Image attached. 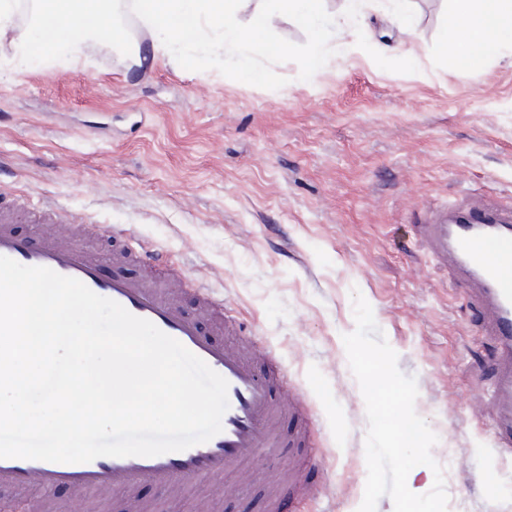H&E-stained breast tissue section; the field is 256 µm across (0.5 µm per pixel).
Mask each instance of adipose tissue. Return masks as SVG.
<instances>
[{"mask_svg": "<svg viewBox=\"0 0 512 512\" xmlns=\"http://www.w3.org/2000/svg\"><path fill=\"white\" fill-rule=\"evenodd\" d=\"M112 0H38L36 24L14 26L13 0H0V42L21 55L42 42L50 55L76 56L75 42L65 37L73 23L95 30L102 26ZM445 39L452 69H480L505 51H512V0H452Z\"/></svg>", "mask_w": 512, "mask_h": 512, "instance_id": "ef3b65f1", "label": "adipose tissue"}]
</instances>
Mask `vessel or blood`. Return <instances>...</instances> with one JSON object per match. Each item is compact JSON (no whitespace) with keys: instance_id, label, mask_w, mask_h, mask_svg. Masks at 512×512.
<instances>
[{"instance_id":"obj_1","label":"vessel or blood","mask_w":512,"mask_h":512,"mask_svg":"<svg viewBox=\"0 0 512 512\" xmlns=\"http://www.w3.org/2000/svg\"><path fill=\"white\" fill-rule=\"evenodd\" d=\"M16 217L15 210L0 205L1 256L78 279L96 294L151 321L227 380L229 407L219 434L179 452L99 457L76 464L0 458V488L24 493L37 487L49 493L64 487L84 510L90 497L105 503L119 495L139 512H151L152 503L140 496L144 484L179 493L191 483L218 482L227 474L244 472L259 457L293 448L296 475L287 483L269 481L268 512H280L290 489L305 490L304 474L316 456L300 429L308 419L306 408L280 359L248 336L246 327L226 312L206 284H197L194 298L201 312L223 321L229 340L221 345L186 316L181 301L185 281L180 275L139 280L116 271L103 276L98 255L74 247L69 231L34 242L14 232ZM414 230L451 278L471 289L477 307L488 318L489 333L498 345L492 437L498 455L512 456V206L468 195L448 207L426 210ZM100 231L120 244L112 255L117 268L131 258L153 272L163 267L162 254L135 249L122 226L104 225Z\"/></svg>"}]
</instances>
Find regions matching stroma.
<instances>
[{"label":"stroma","instance_id":"obj_1","mask_svg":"<svg viewBox=\"0 0 512 512\" xmlns=\"http://www.w3.org/2000/svg\"><path fill=\"white\" fill-rule=\"evenodd\" d=\"M365 0L304 81L274 64L267 90L189 71L130 8L115 21L152 65L124 62L106 30L77 29L79 60L0 46V199L24 202L19 234L39 238L48 207L73 224H126L188 280L213 290L269 344L311 408L317 451L296 512H357L367 417L343 335L352 290L415 377L417 414L437 434L447 512H512V472L490 436L494 341L464 287L414 237L421 206L477 193L512 205V58L448 69L450 0H409L403 28ZM288 458L260 460L251 484L173 495L155 512H264L261 485Z\"/></svg>","mask_w":512,"mask_h":512}]
</instances>
